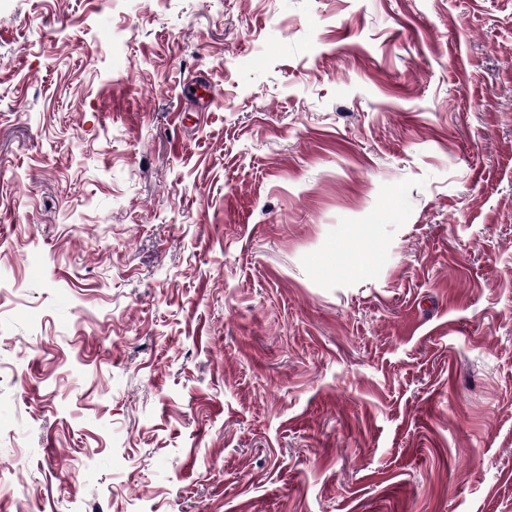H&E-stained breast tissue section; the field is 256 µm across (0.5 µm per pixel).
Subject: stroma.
<instances>
[{"label": "stroma", "mask_w": 512, "mask_h": 512, "mask_svg": "<svg viewBox=\"0 0 512 512\" xmlns=\"http://www.w3.org/2000/svg\"><path fill=\"white\" fill-rule=\"evenodd\" d=\"M139 507L512 512V0H0V512Z\"/></svg>", "instance_id": "stroma-1"}]
</instances>
